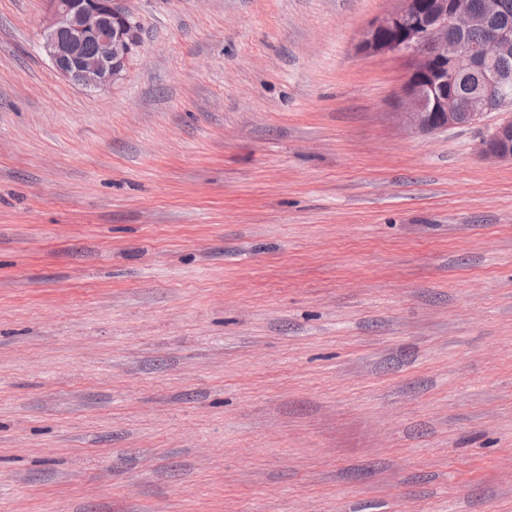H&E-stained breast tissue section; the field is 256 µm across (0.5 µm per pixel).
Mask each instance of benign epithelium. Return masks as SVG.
Returning a JSON list of instances; mask_svg holds the SVG:
<instances>
[{
    "mask_svg": "<svg viewBox=\"0 0 512 512\" xmlns=\"http://www.w3.org/2000/svg\"><path fill=\"white\" fill-rule=\"evenodd\" d=\"M48 15L40 48L55 71L88 90L113 85L123 79L141 46L139 25L116 0H47ZM461 35L448 42V29ZM474 28L486 29L479 44L463 38ZM94 43L97 51L84 47ZM366 55L406 53L413 58L402 88L400 118L411 128L430 133L438 128L473 125L504 106L512 73L492 63L512 52V27L488 26L487 11L475 0H433L426 13L413 0L375 20L364 34ZM481 76L479 94L459 97V78L472 71ZM491 160H512V117L495 127L481 145Z\"/></svg>",
    "mask_w": 512,
    "mask_h": 512,
    "instance_id": "1",
    "label": "benign epithelium"
}]
</instances>
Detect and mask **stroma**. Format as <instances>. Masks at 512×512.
Masks as SVG:
<instances>
[{
	"mask_svg": "<svg viewBox=\"0 0 512 512\" xmlns=\"http://www.w3.org/2000/svg\"><path fill=\"white\" fill-rule=\"evenodd\" d=\"M89 92L0 0V512H512L505 119L399 123L395 0H118ZM482 154L491 160H512V117L495 127L481 145Z\"/></svg>",
	"mask_w": 512,
	"mask_h": 512,
	"instance_id": "1",
	"label": "stroma"
}]
</instances>
